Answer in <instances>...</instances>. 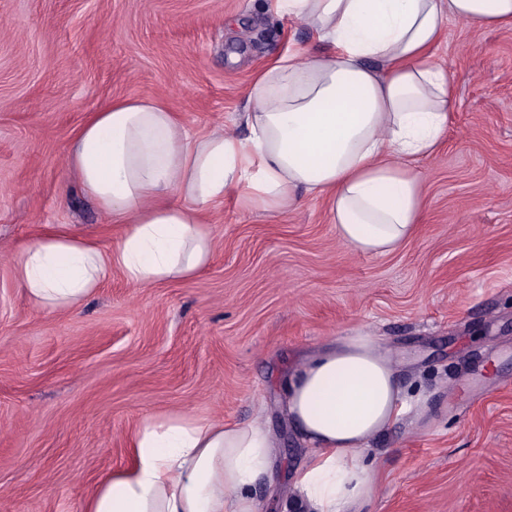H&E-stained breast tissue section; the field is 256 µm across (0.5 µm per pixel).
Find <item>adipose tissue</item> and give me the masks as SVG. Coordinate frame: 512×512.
<instances>
[{"label":"adipose tissue","mask_w":512,"mask_h":512,"mask_svg":"<svg viewBox=\"0 0 512 512\" xmlns=\"http://www.w3.org/2000/svg\"><path fill=\"white\" fill-rule=\"evenodd\" d=\"M326 51L285 55L259 71L238 122L244 135H190L149 98L94 113L72 138L69 166L122 237L108 249L59 229L14 255L37 306L73 310L111 274L150 286L211 263L208 210L227 191L269 212L324 199L340 239L386 255L425 216L420 159L448 129L454 88L434 62L447 23L512 27V0H275ZM287 418L313 453L293 478L291 512H363L378 491L371 441L409 396L375 337L357 333L306 358L286 389ZM133 461L106 476L82 512H258L254 487L273 481L274 440L260 421L224 424L186 411L148 417Z\"/></svg>","instance_id":"obj_1"}]
</instances>
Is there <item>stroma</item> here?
<instances>
[{"mask_svg": "<svg viewBox=\"0 0 512 512\" xmlns=\"http://www.w3.org/2000/svg\"><path fill=\"white\" fill-rule=\"evenodd\" d=\"M320 48L275 0H0V512H81L142 419L187 410L263 416L275 483L256 497L281 512L310 454L282 410L288 376L359 331L422 406L372 443L366 512H512V28L448 22L435 58L456 101L399 251L340 243L321 200L269 213L231 192L195 278L116 272L74 311L15 280V252L44 233L104 248L123 233L67 167L91 113L158 98L191 135L232 131L261 68Z\"/></svg>", "mask_w": 512, "mask_h": 512, "instance_id": "1", "label": "stroma"}]
</instances>
